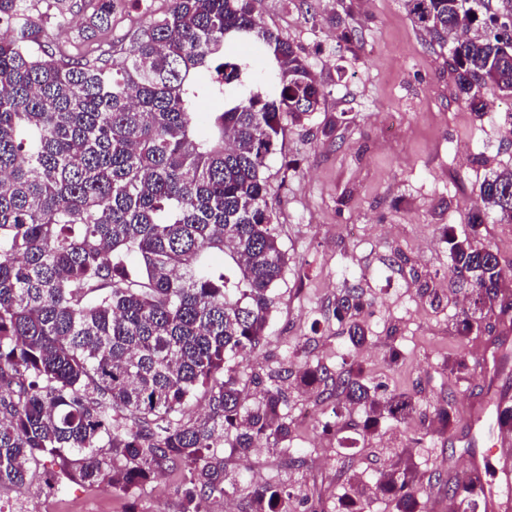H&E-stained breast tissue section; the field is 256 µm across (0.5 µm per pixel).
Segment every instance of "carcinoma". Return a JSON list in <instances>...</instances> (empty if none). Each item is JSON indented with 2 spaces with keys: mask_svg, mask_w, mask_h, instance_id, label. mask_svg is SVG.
<instances>
[{
  "mask_svg": "<svg viewBox=\"0 0 512 512\" xmlns=\"http://www.w3.org/2000/svg\"><path fill=\"white\" fill-rule=\"evenodd\" d=\"M64 18L75 0H45ZM443 46L458 95L476 112L512 96V49L500 46L490 0H408ZM95 0L86 29L111 25ZM32 0H0V483L27 485L31 466L123 492L165 463L185 472L183 512H206L224 487V449L246 455L288 442L277 384L248 404L240 377L277 309L289 257L264 176L287 125L325 92L293 45L254 14L253 0H170L118 51L64 58L41 39ZM224 109L198 121L204 99ZM470 232L450 239L449 273L466 292L459 335L485 330L490 356H460L493 388L512 297L497 249L477 241L489 213L512 223V170L480 184ZM222 256V267L213 263ZM363 292L345 288L334 316L353 346L368 341ZM298 384L363 427L406 423L407 393L378 394L360 365H308ZM208 414H188L199 392ZM109 449L103 453L102 449ZM393 512H422L410 466L381 474ZM291 489L256 490L255 512H288ZM448 496L476 512L456 482Z\"/></svg>",
  "mask_w": 512,
  "mask_h": 512,
  "instance_id": "carcinoma-1",
  "label": "carcinoma"
}]
</instances>
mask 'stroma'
<instances>
[{
  "label": "stroma",
  "mask_w": 512,
  "mask_h": 512,
  "mask_svg": "<svg viewBox=\"0 0 512 512\" xmlns=\"http://www.w3.org/2000/svg\"><path fill=\"white\" fill-rule=\"evenodd\" d=\"M169 0H119L108 29L80 41L90 4L69 24H49L46 40L62 54L86 46H121ZM255 14L290 42L325 89L319 112L288 126L282 151L266 171L279 240L290 258L279 303L262 349L248 360L241 384L259 397L284 369L291 426L287 446L254 448L226 459L227 490L207 500L208 512H252L258 486L292 488L288 512H339L343 495L362 491L370 512H391L377 496L382 472L412 466L425 512H459L446 479L472 472L474 453L437 431L436 407L450 404L455 425L485 403V377L449 368L458 356L482 357L485 336L458 335L463 292L448 277L444 232H464L478 186L512 168V141L499 126L512 98L479 114L458 96L448 52L416 25L408 0H253ZM355 33L354 45L340 39ZM333 130H326L328 121ZM438 288V299L421 293ZM363 288L369 340L354 348L332 315L342 288ZM358 360L384 392L415 396L420 416L362 431L363 411L335 418L330 401L299 388L304 365L339 370ZM184 472L168 464L159 479L131 493L78 479L51 484L31 468L26 487L0 484L7 512H183Z\"/></svg>",
  "instance_id": "1"
}]
</instances>
